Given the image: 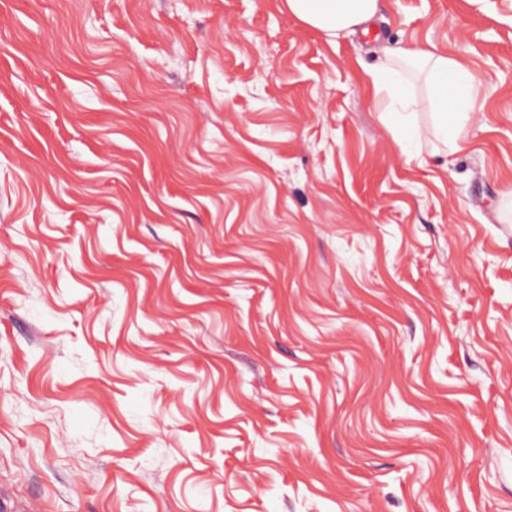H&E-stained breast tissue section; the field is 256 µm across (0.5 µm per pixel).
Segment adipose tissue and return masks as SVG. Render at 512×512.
<instances>
[{"mask_svg": "<svg viewBox=\"0 0 512 512\" xmlns=\"http://www.w3.org/2000/svg\"><path fill=\"white\" fill-rule=\"evenodd\" d=\"M282 3L290 15L331 42L342 33L369 23L379 7V0H282ZM381 53L384 61L372 77L376 91L374 109L380 121L397 138L419 140L423 132L412 116L420 105H428L437 135L452 151L463 150L477 99V87L470 74L456 60L424 48L387 45ZM413 60L421 64L424 95L420 98L402 70L403 64Z\"/></svg>", "mask_w": 512, "mask_h": 512, "instance_id": "1", "label": "adipose tissue"}]
</instances>
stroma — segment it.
I'll return each mask as SVG.
<instances>
[{"label":"stroma","instance_id":"35a3bbf8","mask_svg":"<svg viewBox=\"0 0 512 512\" xmlns=\"http://www.w3.org/2000/svg\"><path fill=\"white\" fill-rule=\"evenodd\" d=\"M380 41L470 71L465 152ZM0 512H512V28L0 0ZM381 53L384 61L372 77L374 109L379 112L380 121L396 134L397 140L412 138L420 141L424 132L411 117L426 103L434 117L437 135L447 146L449 143L452 152L463 150L477 99V86L470 74L456 60L425 48L387 45L381 49ZM412 60L421 63L425 102L417 99L413 82L402 70V65ZM385 90L391 92L388 102L381 96ZM448 112L455 115L450 125L443 120Z\"/></svg>","mask_w":512,"mask_h":512}]
</instances>
